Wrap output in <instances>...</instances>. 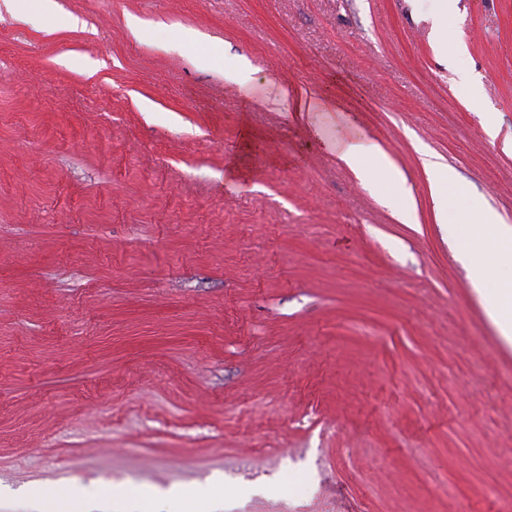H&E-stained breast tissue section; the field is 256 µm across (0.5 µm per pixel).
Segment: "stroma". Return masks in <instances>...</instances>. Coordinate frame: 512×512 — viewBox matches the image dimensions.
I'll use <instances>...</instances> for the list:
<instances>
[{
  "mask_svg": "<svg viewBox=\"0 0 512 512\" xmlns=\"http://www.w3.org/2000/svg\"><path fill=\"white\" fill-rule=\"evenodd\" d=\"M455 2L442 46L436 0L0 5V512H512V343L422 166L512 225V0ZM353 128L412 223L328 148ZM284 103L286 109H293L297 112H334V108L328 100L315 94H309L290 103L286 100ZM389 180L390 184L395 189L398 200L396 212L399 220L405 224L411 223L413 220V208L409 199V194L406 193L403 181L392 164H390L389 169ZM111 497V492L101 490L99 487H85L83 492L78 496H72L67 499L73 500L75 503L72 507H75L74 510L70 511H82V512H92V511H100L107 512L111 510H106L108 507V500Z\"/></svg>",
  "mask_w": 512,
  "mask_h": 512,
  "instance_id": "obj_1",
  "label": "stroma"
}]
</instances>
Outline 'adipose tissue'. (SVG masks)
<instances>
[{
	"label": "adipose tissue",
	"instance_id": "adipose-tissue-1",
	"mask_svg": "<svg viewBox=\"0 0 512 512\" xmlns=\"http://www.w3.org/2000/svg\"><path fill=\"white\" fill-rule=\"evenodd\" d=\"M423 166L436 203L437 223L450 222L463 227L460 256L472 267L475 286L484 287L487 269L493 266L500 269L491 315L503 337L512 342V226L503 223L489 209L466 206L449 211V196L463 197V189L447 165L427 157Z\"/></svg>",
	"mask_w": 512,
	"mask_h": 512
}]
</instances>
